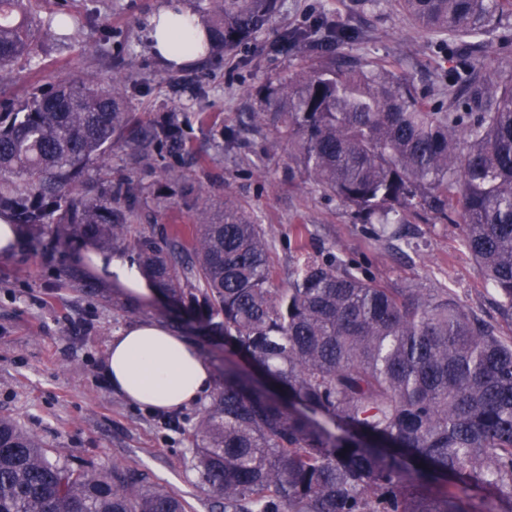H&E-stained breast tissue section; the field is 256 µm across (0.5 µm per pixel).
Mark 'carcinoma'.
<instances>
[{
	"instance_id": "1",
	"label": "carcinoma",
	"mask_w": 512,
	"mask_h": 512,
	"mask_svg": "<svg viewBox=\"0 0 512 512\" xmlns=\"http://www.w3.org/2000/svg\"><path fill=\"white\" fill-rule=\"evenodd\" d=\"M31 0H0V73L33 53ZM418 28L467 43L430 106L384 63L343 66L322 54L293 77L267 82L247 116L288 146L320 191L388 240L419 207L446 218L460 207L461 246L512 321V80L483 73L480 37L512 15V0H398ZM279 0H194L206 27L199 53L232 51L273 24ZM353 37L325 14L279 36V46ZM129 87L64 79L15 106L0 103V213L128 248L168 298L199 313L224 340V385L192 429L190 467L215 512H494L488 486L512 512V336L446 288L381 284L351 261L307 259L288 287L270 285V245L237 198L211 211L185 167L184 117L142 121ZM135 169L106 188L85 179L114 148ZM192 230L132 233L144 207L162 212L172 185ZM244 356L283 395L235 363ZM0 512H186L163 485L115 465L74 466L0 416Z\"/></svg>"
}]
</instances>
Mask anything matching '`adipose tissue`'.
I'll list each match as a JSON object with an SVG mask.
<instances>
[{"label":"adipose tissue","mask_w":512,"mask_h":512,"mask_svg":"<svg viewBox=\"0 0 512 512\" xmlns=\"http://www.w3.org/2000/svg\"><path fill=\"white\" fill-rule=\"evenodd\" d=\"M155 50L175 63L194 60L186 44L201 40L195 15L181 0H168L151 20ZM83 262L123 296L142 301L156 293L138 266L121 254L88 248ZM111 388L127 401L153 413H168L205 401L215 384L210 361L186 336L167 323L142 319L113 336L103 364Z\"/></svg>","instance_id":"obj_1"}]
</instances>
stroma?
Wrapping results in <instances>:
<instances>
[{
    "label": "stroma",
    "instance_id": "obj_1",
    "mask_svg": "<svg viewBox=\"0 0 512 512\" xmlns=\"http://www.w3.org/2000/svg\"><path fill=\"white\" fill-rule=\"evenodd\" d=\"M165 0H31V12L45 29L33 55L15 62L0 81V103L19 104L31 93L48 90L62 78L108 79L122 72L138 90L132 111L153 120L182 112L187 143L207 155L206 170H192L214 201L233 196L252 209L272 243V285H288L289 272L301 255H332L369 264L377 281L446 288L455 299L500 332L512 336V323L497 312L493 292L460 246L461 228L439 220L406 225L407 243L396 249L377 238L371 225L329 198L275 145L273 135H245L240 147L222 146L217 128L197 123L193 115L217 113L223 126L236 128L258 106V89L267 79L299 72L306 56L276 48L278 32L309 24L328 11L360 33L357 41L337 46L349 63L382 61L419 94L436 100L453 77L463 54L460 44L438 45L415 28L396 0H283L273 30L206 62L188 64L186 74L200 97L174 92L175 68L154 53L151 19ZM66 13L68 39L57 38L49 18ZM488 62L497 79H512V18L484 35ZM306 228L297 241L294 228ZM90 242L58 238L51 230L22 229L18 251L0 256V415L17 420L55 455L72 463L117 464L147 475L187 503V512H212L208 496L195 487L188 467L191 427L198 407L161 416L127 402L104 383L102 365L111 337L143 318L161 319L190 336L224 373V345L208 341L195 318L163 295L128 303L86 270L80 256Z\"/></svg>",
    "mask_w": 512,
    "mask_h": 512
}]
</instances>
